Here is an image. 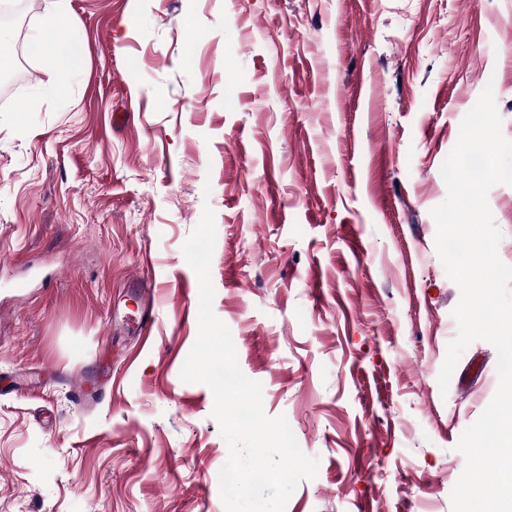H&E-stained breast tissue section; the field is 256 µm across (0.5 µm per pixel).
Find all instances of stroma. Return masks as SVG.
I'll list each match as a JSON object with an SVG mask.
<instances>
[{
  "label": "stroma",
  "instance_id": "obj_1",
  "mask_svg": "<svg viewBox=\"0 0 512 512\" xmlns=\"http://www.w3.org/2000/svg\"><path fill=\"white\" fill-rule=\"evenodd\" d=\"M0 21V512H225L183 245L214 212L213 312L267 416L318 458L285 512H452L498 389L438 376L460 300L442 164L512 0H55ZM488 205L512 265V186ZM98 382L94 405L73 380Z\"/></svg>",
  "mask_w": 512,
  "mask_h": 512
}]
</instances>
